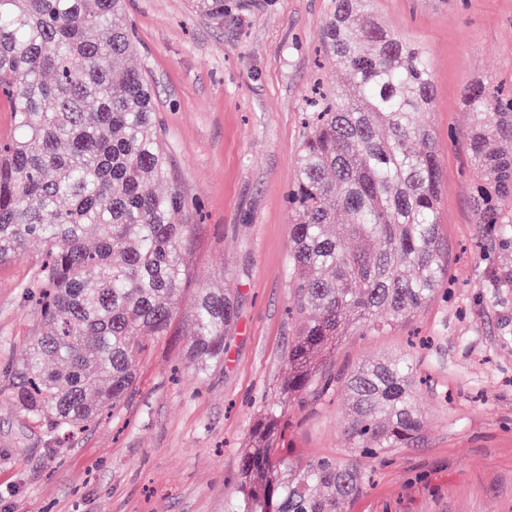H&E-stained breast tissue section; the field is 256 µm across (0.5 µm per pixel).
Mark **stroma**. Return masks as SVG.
Returning a JSON list of instances; mask_svg holds the SVG:
<instances>
[{"label": "stroma", "mask_w": 512, "mask_h": 512, "mask_svg": "<svg viewBox=\"0 0 512 512\" xmlns=\"http://www.w3.org/2000/svg\"><path fill=\"white\" fill-rule=\"evenodd\" d=\"M333 0H224V18L191 0H126L143 71L183 193L193 271L178 333L146 351L120 411L58 444L0 393V512H224L262 403L288 372V190L314 79L342 82L319 59ZM379 22L418 45L435 80L432 130L442 174L439 217L451 286L408 320L355 331L320 355L349 371L408 354L421 385L420 440L366 460L371 480L345 512H512V237L473 221L464 152V83L512 84V0H372ZM41 247L0 263V373L26 356L37 327L33 268ZM228 288L238 320L223 362L184 363L194 290ZM292 465L347 459L343 389L289 411Z\"/></svg>", "instance_id": "1"}]
</instances>
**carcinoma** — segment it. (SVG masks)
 <instances>
[{
    "instance_id": "carcinoma-1",
    "label": "carcinoma",
    "mask_w": 512,
    "mask_h": 512,
    "mask_svg": "<svg viewBox=\"0 0 512 512\" xmlns=\"http://www.w3.org/2000/svg\"><path fill=\"white\" fill-rule=\"evenodd\" d=\"M335 3L319 40L345 81L306 113L288 193V282L302 321L226 512H343L360 491L356 461L288 469L285 416L309 394L342 385L357 458L420 438L407 357L337 376L316 358L355 329L408 318L448 276L436 142L415 120L434 101L429 57L382 26L371 0ZM195 7L224 19V0ZM134 49L123 0H0V98L13 129L0 140V262L23 256L31 241L43 247L34 283L42 329L6 373L7 394L59 441L126 401L145 343L174 335L190 279V225L177 221L185 197L156 190L169 179L167 154L147 79L129 64ZM461 101L475 223L512 235V92L477 78ZM236 320L229 289H197L187 363L203 372L223 362Z\"/></svg>"
}]
</instances>
